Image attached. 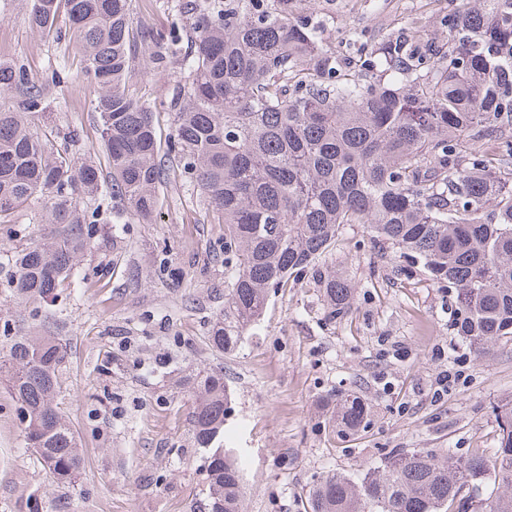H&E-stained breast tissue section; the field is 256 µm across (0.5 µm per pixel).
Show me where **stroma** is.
I'll use <instances>...</instances> for the list:
<instances>
[{"label":"stroma","mask_w":512,"mask_h":512,"mask_svg":"<svg viewBox=\"0 0 512 512\" xmlns=\"http://www.w3.org/2000/svg\"><path fill=\"white\" fill-rule=\"evenodd\" d=\"M177 0H134V25L167 34L187 28ZM459 0H290L346 59L401 35L428 49L448 35ZM0 59L45 86L34 129L54 142L75 130V156L108 178L93 94L78 87L68 27L45 37L18 0H0ZM182 76L138 59L124 79L155 105L161 135ZM90 243L75 275L44 302L18 298L9 259L39 239L34 209L0 225V356L16 337H54L64 351L56 403L83 450L72 483L56 482L25 442L18 403L0 381V512H207L206 453L192 437V380L222 371L232 409L227 447L241 461L244 512H308L307 492L326 473L359 479L392 454L427 449L458 456L493 448L512 407V339L482 355L449 327L451 293L422 267L397 271L389 245L344 225L320 258L354 286L351 311L327 316L311 275L270 289L258 324L230 354L209 336L224 315V227L188 175L170 176L155 223L131 220L106 192L86 194ZM456 374L435 396L442 372ZM361 396L366 425L340 436L325 421L338 392Z\"/></svg>","instance_id":"stroma-1"}]
</instances>
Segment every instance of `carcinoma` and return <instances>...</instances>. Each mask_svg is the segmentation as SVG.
<instances>
[{
    "label": "carcinoma",
    "mask_w": 512,
    "mask_h": 512,
    "mask_svg": "<svg viewBox=\"0 0 512 512\" xmlns=\"http://www.w3.org/2000/svg\"><path fill=\"white\" fill-rule=\"evenodd\" d=\"M30 25L53 33L66 16L79 48L77 75L96 93L109 193L152 224L167 165L190 174L224 224V319L209 336L230 353L262 315L268 290L311 274L329 317L347 315L351 283L318 260L345 224L419 263L453 291L450 327L478 354L512 339V0H462L443 49L417 54L392 39L350 70L336 46L288 10V0H183L187 37L134 27L132 0H25ZM184 75L169 101L173 137L161 149L150 104L122 81L135 48ZM0 224L36 202L47 233L12 257L7 283L44 299L72 272L90 239L81 193L97 169L32 130L43 85L0 63ZM64 354L50 336H22L0 375L19 403L29 447L60 482L82 453L55 403ZM196 447L207 452L208 512H242L241 467L221 444L230 401L224 374L196 377ZM367 406L337 396L338 433L354 434ZM493 489L459 498L464 485ZM310 512H512V410L498 447L463 459L448 450L393 456L363 478L322 476Z\"/></svg>",
    "instance_id": "1"
}]
</instances>
